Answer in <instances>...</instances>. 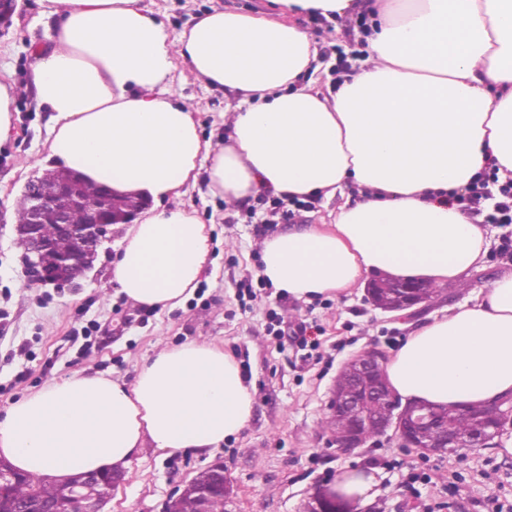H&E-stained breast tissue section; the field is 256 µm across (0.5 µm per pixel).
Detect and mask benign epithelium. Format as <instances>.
Returning a JSON list of instances; mask_svg holds the SVG:
<instances>
[{
	"instance_id": "7a95c632",
	"label": "benign epithelium",
	"mask_w": 512,
	"mask_h": 512,
	"mask_svg": "<svg viewBox=\"0 0 512 512\" xmlns=\"http://www.w3.org/2000/svg\"><path fill=\"white\" fill-rule=\"evenodd\" d=\"M21 206L26 220L14 225L17 238L25 242L23 259L30 273L32 285H53L57 288H76L78 282L91 269L97 248L112 233V226L131 224L148 207L142 198L120 200L111 191L102 188L90 199L82 191V179L76 174L60 169L55 171L51 186L43 178L30 179L24 187ZM85 216L82 224L73 221L75 213ZM377 281L366 288L367 300L377 309L394 312L414 309L420 313L432 307L438 296L426 291L428 285L402 283L399 288L406 292V299L396 308L378 302L373 294ZM385 352L372 347L345 362L351 372L350 386L343 390L336 386L331 391L328 409L333 415L346 416L351 424L345 435L335 437L336 446L344 452L369 446L373 430L381 436L393 430L404 448H412L421 455L455 451L459 448H482L500 435L508 423H512V402H501L494 411L483 416L479 429L469 436H459L446 423L438 422L433 412L425 407L418 414L408 411L400 398L386 382L362 391V383L382 369ZM387 407L381 417L369 413L373 406ZM211 480L207 483L189 481L183 492H191L197 504L196 512H211L217 498L229 491L224 466L215 464L210 469ZM121 472H92L71 476L59 482V495L50 500L32 498L25 503L11 501V487L20 479V472L5 461H0V512H104L112 491L122 480ZM96 484L102 494L87 498L83 488ZM307 512H360L358 500L345 496L329 486L319 490L309 502Z\"/></svg>"
}]
</instances>
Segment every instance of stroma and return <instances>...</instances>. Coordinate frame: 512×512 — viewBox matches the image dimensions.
Masks as SVG:
<instances>
[{"mask_svg": "<svg viewBox=\"0 0 512 512\" xmlns=\"http://www.w3.org/2000/svg\"><path fill=\"white\" fill-rule=\"evenodd\" d=\"M144 2L175 33L212 9L277 14L270 0ZM297 20L316 43L320 89L335 85L339 60H347L350 70L360 67L364 35L346 19L301 14ZM53 26L41 16L39 0H18L11 25L0 27V79L18 90L14 137L0 146V415L52 379L76 371L108 372L129 383L144 357L187 341L211 342L233 355L254 384L249 426L211 455L170 453L149 444L138 449L108 512H162L172 494L218 462L232 488L225 512H304L316 489L336 483L348 470L374 474L371 512H439L447 500L449 512H512V455L497 447L421 456L388 436L345 453L325 427L330 388L343 362L373 346L391 352L421 320L374 309L360 285L300 303L257 277L256 270L264 238L318 223L346 199H357L354 188L329 201L314 199L289 220L269 224L260 197L230 206L197 182L182 201L209 225L212 262L194 298L171 311L134 305L111 284L126 232L122 225L113 226L111 239L99 248L85 287L29 285L14 224L23 185L47 159L52 115L38 107L28 84L33 51L48 45ZM177 89L179 100L193 106L202 136L223 140L222 114L234 104L233 95L187 72ZM487 239L485 266L452 284V305L470 302L484 282L512 273V224L488 225ZM275 315L306 325L304 342L270 333Z\"/></svg>", "mask_w": 512, "mask_h": 512, "instance_id": "1", "label": "stroma"}]
</instances>
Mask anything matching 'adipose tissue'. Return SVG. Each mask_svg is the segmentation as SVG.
Segmentation results:
<instances>
[{
	"label": "adipose tissue",
	"mask_w": 512,
	"mask_h": 512,
	"mask_svg": "<svg viewBox=\"0 0 512 512\" xmlns=\"http://www.w3.org/2000/svg\"><path fill=\"white\" fill-rule=\"evenodd\" d=\"M273 2L276 20L215 9L172 33L142 0H40L55 25L34 53L30 86L54 114L49 158L155 202L112 264L120 293L169 310L194 295L210 234L181 198L201 178L229 205L264 190L329 200L356 188L358 201L329 226L263 240L259 276L298 301L372 275L441 285L477 268L486 229L448 195L489 170L512 180V0H376L364 65L326 91L300 82L319 59L295 17L351 15L361 0ZM181 65L235 96L223 143L203 139L176 101ZM384 372L405 403L512 397V274L412 330ZM253 409L235 358L190 341L141 362L132 383L76 372L14 401L0 417V459L57 479L122 470L147 442L221 448Z\"/></svg>",
	"instance_id": "adipose-tissue-1"
}]
</instances>
